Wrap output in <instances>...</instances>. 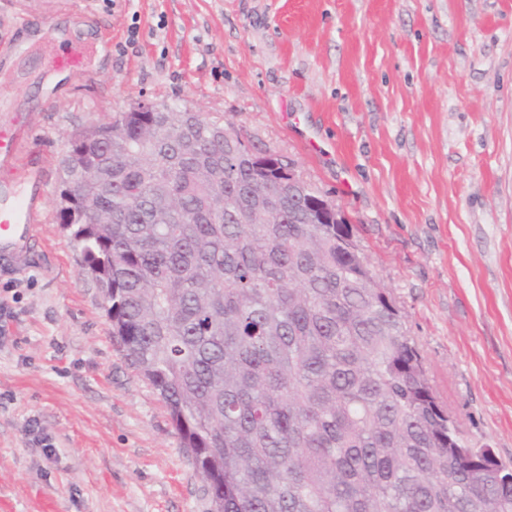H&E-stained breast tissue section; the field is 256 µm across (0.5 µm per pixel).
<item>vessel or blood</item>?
Wrapping results in <instances>:
<instances>
[{
	"instance_id": "1",
	"label": "vessel or blood",
	"mask_w": 512,
	"mask_h": 512,
	"mask_svg": "<svg viewBox=\"0 0 512 512\" xmlns=\"http://www.w3.org/2000/svg\"><path fill=\"white\" fill-rule=\"evenodd\" d=\"M52 33H43L42 46L50 50L51 63L79 70L87 53L85 46L72 44L56 50ZM34 120L0 122V253L27 249L31 232L42 218L43 185L26 154Z\"/></svg>"
}]
</instances>
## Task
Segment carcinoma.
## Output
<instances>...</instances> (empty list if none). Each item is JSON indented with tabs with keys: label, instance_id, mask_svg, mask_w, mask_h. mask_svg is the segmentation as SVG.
<instances>
[{
	"label": "carcinoma",
	"instance_id": "cac0c4a2",
	"mask_svg": "<svg viewBox=\"0 0 512 512\" xmlns=\"http://www.w3.org/2000/svg\"><path fill=\"white\" fill-rule=\"evenodd\" d=\"M65 228L167 406L210 512H512L464 447L347 223L262 204L284 166L199 112H120L72 146Z\"/></svg>",
	"mask_w": 512,
	"mask_h": 512
}]
</instances>
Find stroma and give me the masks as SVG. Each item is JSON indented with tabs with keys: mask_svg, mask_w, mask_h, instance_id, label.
Masks as SVG:
<instances>
[{
	"mask_svg": "<svg viewBox=\"0 0 512 512\" xmlns=\"http://www.w3.org/2000/svg\"><path fill=\"white\" fill-rule=\"evenodd\" d=\"M47 27L102 42L54 90ZM36 113L43 220L0 255V497L209 512L57 215L72 134L147 100L292 159L348 222L461 438L512 465V0H0V97ZM48 437L51 452L36 444Z\"/></svg>",
	"mask_w": 512,
	"mask_h": 512,
	"instance_id": "stroma-1",
	"label": "stroma"
}]
</instances>
